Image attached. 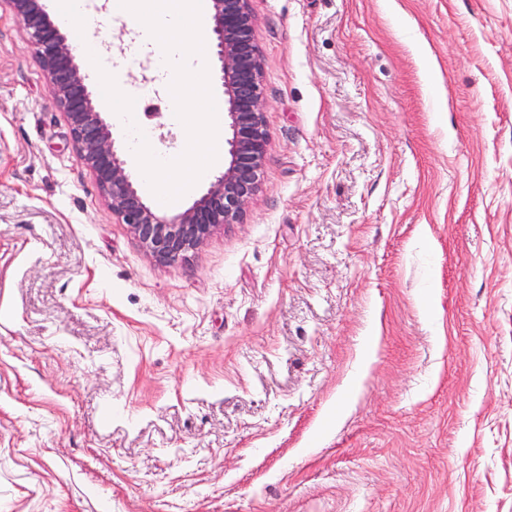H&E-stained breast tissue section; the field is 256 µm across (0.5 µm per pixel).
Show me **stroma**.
Wrapping results in <instances>:
<instances>
[{
    "label": "stroma",
    "instance_id": "35a3bbf8",
    "mask_svg": "<svg viewBox=\"0 0 512 512\" xmlns=\"http://www.w3.org/2000/svg\"><path fill=\"white\" fill-rule=\"evenodd\" d=\"M250 10L260 189L162 264L0 0V512H512V0Z\"/></svg>",
    "mask_w": 512,
    "mask_h": 512
}]
</instances>
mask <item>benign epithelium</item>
<instances>
[{"mask_svg": "<svg viewBox=\"0 0 512 512\" xmlns=\"http://www.w3.org/2000/svg\"><path fill=\"white\" fill-rule=\"evenodd\" d=\"M22 20L51 98L70 128L79 161L96 179L112 216L126 224L159 262L182 261L199 249L222 224H237L259 188L268 143L260 83L261 61L254 40L249 0H210L209 41L224 88L228 161L214 174L201 198L185 210L164 215L147 204L136 188L100 111L73 42L47 17L42 0H8Z\"/></svg>", "mask_w": 512, "mask_h": 512, "instance_id": "benign-epithelium-1", "label": "benign epithelium"}]
</instances>
